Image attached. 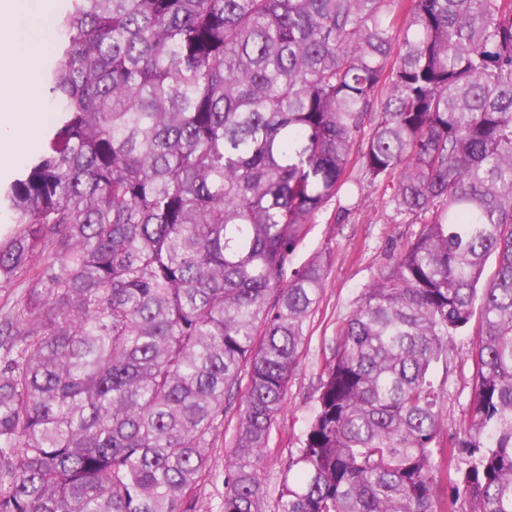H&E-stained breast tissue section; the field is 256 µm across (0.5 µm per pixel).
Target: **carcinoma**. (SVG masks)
I'll use <instances>...</instances> for the list:
<instances>
[{
	"instance_id": "1",
	"label": "carcinoma",
	"mask_w": 512,
	"mask_h": 512,
	"mask_svg": "<svg viewBox=\"0 0 512 512\" xmlns=\"http://www.w3.org/2000/svg\"><path fill=\"white\" fill-rule=\"evenodd\" d=\"M52 133L0 184V512H265L349 181L419 232L337 331L274 512H441L437 367L474 337L448 512H512V0H72ZM496 270L485 280L487 260ZM480 316H475V309ZM30 285L17 282L10 288H0V318L3 319L13 309L17 301L27 295ZM234 412L227 413L224 421V434L217 437L214 447L210 449V475L197 488L200 502L204 508H208V512H221L220 505L224 498V458L225 453L229 450L228 445L235 425Z\"/></svg>"
}]
</instances>
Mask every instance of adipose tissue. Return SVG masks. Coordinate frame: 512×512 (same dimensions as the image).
Listing matches in <instances>:
<instances>
[{"mask_svg":"<svg viewBox=\"0 0 512 512\" xmlns=\"http://www.w3.org/2000/svg\"><path fill=\"white\" fill-rule=\"evenodd\" d=\"M37 0H0V156L21 159L11 134L36 133L42 120L39 77L34 59L50 45L45 18H33Z\"/></svg>","mask_w":512,"mask_h":512,"instance_id":"adipose-tissue-1","label":"adipose tissue"}]
</instances>
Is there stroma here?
Segmentation results:
<instances>
[{"label":"stroma","mask_w":512,"mask_h":512,"mask_svg":"<svg viewBox=\"0 0 512 512\" xmlns=\"http://www.w3.org/2000/svg\"><path fill=\"white\" fill-rule=\"evenodd\" d=\"M351 182L340 190L320 216L298 253L307 261L315 253H331L321 301L314 312L300 365L288 384L284 408L272 429L263 462L269 494H277L291 455L301 447L307 423L313 414L319 387L333 360L336 332L355 308L379 266L389 263L412 240L419 227L410 217L395 214L385 184L362 180L358 164H351ZM470 336L456 337L448 368L438 371L442 385L440 413L448 431H456L472 391ZM232 427H225L210 450L211 472L198 486L197 494L209 512H220L224 498V458Z\"/></svg>","instance_id":"1"}]
</instances>
